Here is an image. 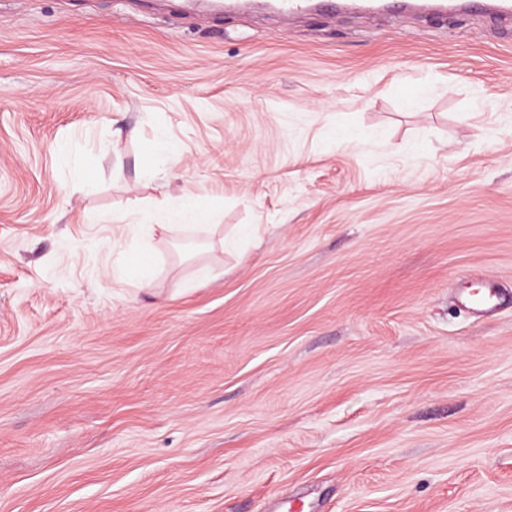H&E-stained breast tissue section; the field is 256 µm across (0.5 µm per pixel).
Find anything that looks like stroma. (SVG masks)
Here are the masks:
<instances>
[{
    "mask_svg": "<svg viewBox=\"0 0 512 512\" xmlns=\"http://www.w3.org/2000/svg\"><path fill=\"white\" fill-rule=\"evenodd\" d=\"M185 190L223 250L142 232ZM473 288L512 295L511 26L0 0V512H512Z\"/></svg>",
    "mask_w": 512,
    "mask_h": 512,
    "instance_id": "stroma-1",
    "label": "stroma"
}]
</instances>
